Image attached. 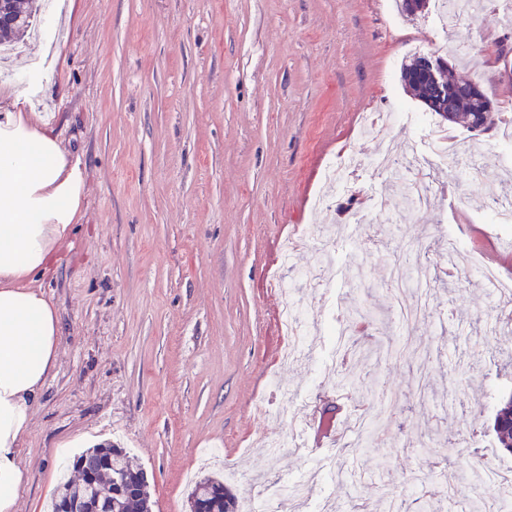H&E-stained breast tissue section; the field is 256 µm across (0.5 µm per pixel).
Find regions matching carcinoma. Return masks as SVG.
Masks as SVG:
<instances>
[{
    "label": "carcinoma",
    "mask_w": 512,
    "mask_h": 512,
    "mask_svg": "<svg viewBox=\"0 0 512 512\" xmlns=\"http://www.w3.org/2000/svg\"><path fill=\"white\" fill-rule=\"evenodd\" d=\"M37 0H4L1 10L11 22L0 26V46H9L31 29ZM423 55H413L400 69V81L427 109L450 124L474 131H486L495 125V108L487 94L475 98L470 94L472 80L445 75L448 95L436 96L427 80L422 78ZM495 447L503 455H512V394L502 398L492 420ZM85 459L101 463L93 477L82 466ZM80 473L79 481L60 484L51 500L50 512H62L64 506L79 512H153L149 481H138L144 470L133 464L122 448H89L74 459ZM189 512H237L236 498L224 485L220 475H209L194 483L188 498Z\"/></svg>",
    "instance_id": "carcinoma-1"
}]
</instances>
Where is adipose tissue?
<instances>
[{
  "mask_svg": "<svg viewBox=\"0 0 512 512\" xmlns=\"http://www.w3.org/2000/svg\"><path fill=\"white\" fill-rule=\"evenodd\" d=\"M78 164L35 119H0V512L25 483L19 450L58 357L59 317L36 284L73 230Z\"/></svg>",
  "mask_w": 512,
  "mask_h": 512,
  "instance_id": "adipose-tissue-1",
  "label": "adipose tissue"
}]
</instances>
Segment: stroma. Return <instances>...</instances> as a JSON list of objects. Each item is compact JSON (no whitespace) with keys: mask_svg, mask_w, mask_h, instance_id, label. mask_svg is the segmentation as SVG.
<instances>
[{"mask_svg":"<svg viewBox=\"0 0 512 512\" xmlns=\"http://www.w3.org/2000/svg\"><path fill=\"white\" fill-rule=\"evenodd\" d=\"M498 0L446 24L442 0L404 17L396 0H57L35 33L0 64V101L38 83L28 112L79 162L86 197L55 269L38 284L60 319L59 356L20 450L26 482L17 512H47L58 485L77 479L71 441L126 449L147 471L154 512H188L200 477L233 466L239 502L284 488L287 512H461L468 499L434 501L445 480L467 489L477 456L496 457L487 426L512 394V324L493 322L512 297L484 286L499 260L481 236L485 201L512 176L499 128L474 136L447 126L405 91L402 61L433 53L477 81L512 114V77L501 47L512 26ZM460 135L483 174L430 167L425 209L372 207L391 196L370 158L390 147L428 154V129ZM359 160L347 178L364 199L354 220L347 198L324 180L341 155ZM334 197L336 244L309 248L289 266L276 259L295 228L322 232L315 198ZM466 259L441 275L448 239ZM430 243L431 311L411 326L367 320L393 313V253ZM322 264L328 286L309 293L299 271ZM309 313L312 353L281 367L288 338L279 312ZM369 324L338 340L339 320ZM352 374L369 398L391 406L371 433L349 434L314 461L285 421L264 407L303 403ZM482 412L469 414L468 403ZM281 436L278 456L255 449ZM363 473L357 492L337 477ZM322 476L292 494L309 472Z\"/></svg>","mask_w":512,"mask_h":512,"instance_id":"35a3bbf8","label":"stroma"}]
</instances>
